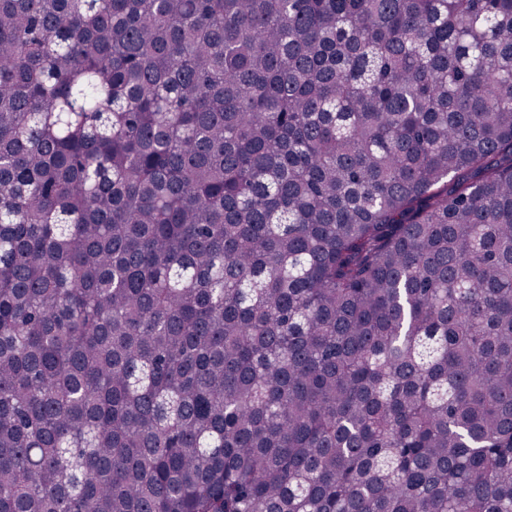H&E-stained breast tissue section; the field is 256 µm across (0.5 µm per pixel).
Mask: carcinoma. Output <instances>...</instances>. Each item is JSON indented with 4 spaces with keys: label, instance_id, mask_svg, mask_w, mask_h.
Instances as JSON below:
<instances>
[{
    "label": "carcinoma",
    "instance_id": "cac0c4a2",
    "mask_svg": "<svg viewBox=\"0 0 512 512\" xmlns=\"http://www.w3.org/2000/svg\"><path fill=\"white\" fill-rule=\"evenodd\" d=\"M0 512H512V0H0Z\"/></svg>",
    "mask_w": 512,
    "mask_h": 512
}]
</instances>
